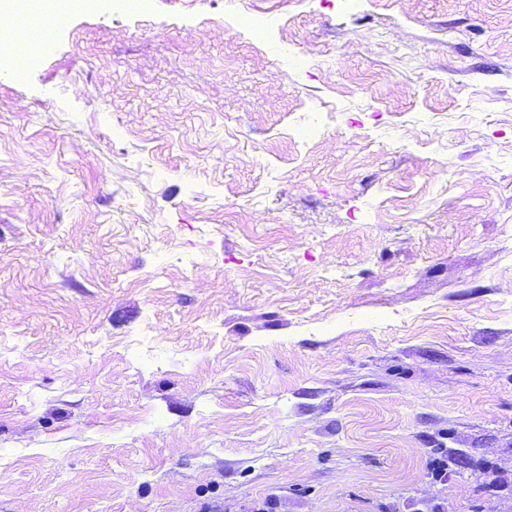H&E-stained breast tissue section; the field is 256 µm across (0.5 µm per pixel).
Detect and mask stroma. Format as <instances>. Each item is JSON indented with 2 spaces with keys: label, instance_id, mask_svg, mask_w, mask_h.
Returning a JSON list of instances; mask_svg holds the SVG:
<instances>
[{
  "label": "stroma",
  "instance_id": "35a3bbf8",
  "mask_svg": "<svg viewBox=\"0 0 512 512\" xmlns=\"http://www.w3.org/2000/svg\"><path fill=\"white\" fill-rule=\"evenodd\" d=\"M153 4L0 67V512H512V0Z\"/></svg>",
  "mask_w": 512,
  "mask_h": 512
}]
</instances>
